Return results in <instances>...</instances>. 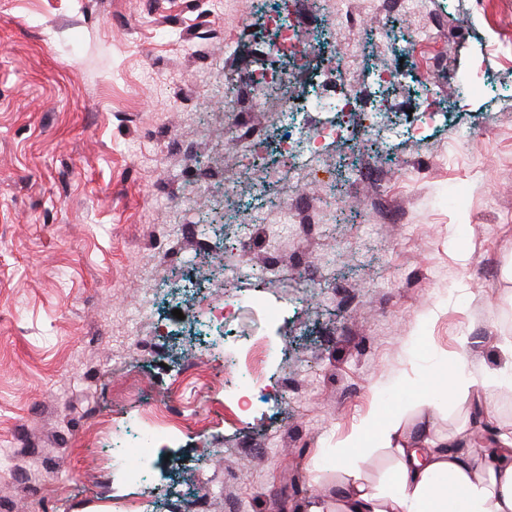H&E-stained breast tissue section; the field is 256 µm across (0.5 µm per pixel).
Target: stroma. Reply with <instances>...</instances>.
<instances>
[{
	"instance_id": "1",
	"label": "stroma",
	"mask_w": 512,
	"mask_h": 512,
	"mask_svg": "<svg viewBox=\"0 0 512 512\" xmlns=\"http://www.w3.org/2000/svg\"><path fill=\"white\" fill-rule=\"evenodd\" d=\"M284 9L305 38L289 56L270 50ZM356 38L336 78L331 49ZM369 67L398 77L374 87ZM262 72L288 79L260 105ZM312 88L300 143L356 97L314 166L278 154L273 121ZM285 204L312 224L283 223ZM508 259L512 0H0V512H35L41 486L36 512H308L385 484L387 449L340 464L368 414L510 427L512 383L481 389L485 412L428 382L461 353L500 367ZM158 405L176 437L126 480Z\"/></svg>"
}]
</instances>
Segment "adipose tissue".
<instances>
[{
	"mask_svg": "<svg viewBox=\"0 0 512 512\" xmlns=\"http://www.w3.org/2000/svg\"><path fill=\"white\" fill-rule=\"evenodd\" d=\"M358 437L374 438L393 455L386 487L354 481L335 500L310 512H512V430L499 436L502 453L455 451L447 439L419 445L400 433V419L368 416ZM456 496H448V489Z\"/></svg>",
	"mask_w": 512,
	"mask_h": 512,
	"instance_id": "obj_1",
	"label": "adipose tissue"
}]
</instances>
